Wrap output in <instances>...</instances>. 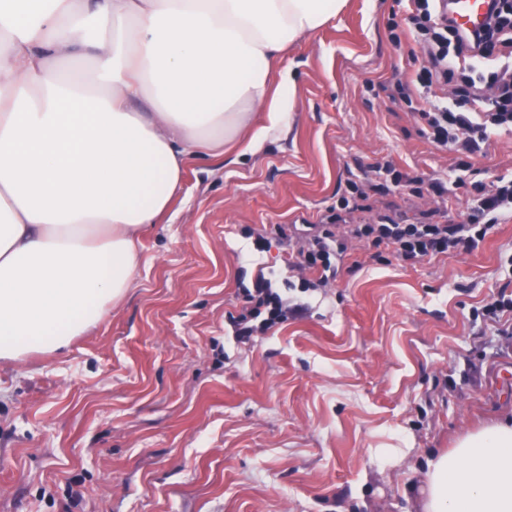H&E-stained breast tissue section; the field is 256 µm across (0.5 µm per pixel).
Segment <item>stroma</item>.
I'll return each mask as SVG.
<instances>
[{
    "instance_id": "obj_1",
    "label": "stroma",
    "mask_w": 512,
    "mask_h": 512,
    "mask_svg": "<svg viewBox=\"0 0 512 512\" xmlns=\"http://www.w3.org/2000/svg\"><path fill=\"white\" fill-rule=\"evenodd\" d=\"M399 0H348L289 47L296 108L255 155L190 161L142 239L135 284L69 349L0 362V512H420L427 461L512 414V314L473 309L512 276V218L471 252L378 262L363 242L335 282L292 292L303 316L242 343L225 326L240 278L284 280L264 224L316 222L382 158L409 173L453 157L393 101L409 70L389 26ZM512 173L495 135L470 181ZM414 224L428 200L377 194ZM401 448L379 465L375 451Z\"/></svg>"
}]
</instances>
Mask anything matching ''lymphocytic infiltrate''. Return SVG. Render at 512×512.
Returning <instances> with one entry per match:
<instances>
[{
  "instance_id": "obj_1",
  "label": "lymphocytic infiltrate",
  "mask_w": 512,
  "mask_h": 512,
  "mask_svg": "<svg viewBox=\"0 0 512 512\" xmlns=\"http://www.w3.org/2000/svg\"><path fill=\"white\" fill-rule=\"evenodd\" d=\"M405 2L402 30L391 39L398 47L406 42L420 45L422 60L408 78L396 80L392 98L407 104L422 124V135L437 149L455 154L457 167L470 168L473 157L486 154L493 135L512 132V0H494L485 33L476 38L457 33L441 0ZM400 188L433 201L424 221L398 224L386 214L368 215L370 194ZM453 203L447 178L412 175L383 160L349 182L322 223L278 224L273 232L280 244H292L288 266L303 273V288H323L335 280L353 239L390 248L397 258L413 263L478 248L502 219L512 216V174L475 183L467 195L465 221L450 219ZM240 293L241 307L226 316L240 342L305 309L304 304L290 303L262 273L252 285L241 286Z\"/></svg>"
}]
</instances>
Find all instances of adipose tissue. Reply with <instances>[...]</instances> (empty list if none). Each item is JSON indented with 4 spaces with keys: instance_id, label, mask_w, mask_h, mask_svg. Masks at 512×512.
Instances as JSON below:
<instances>
[{
    "instance_id": "ef3b65f1",
    "label": "adipose tissue",
    "mask_w": 512,
    "mask_h": 512,
    "mask_svg": "<svg viewBox=\"0 0 512 512\" xmlns=\"http://www.w3.org/2000/svg\"><path fill=\"white\" fill-rule=\"evenodd\" d=\"M346 2L0 0V360L104 320L187 160L284 131L293 97L272 74ZM83 61L93 83L59 78ZM427 476L422 512H512V421L461 437Z\"/></svg>"
}]
</instances>
